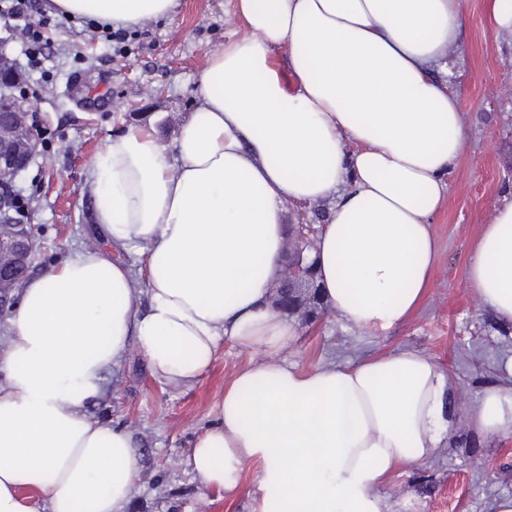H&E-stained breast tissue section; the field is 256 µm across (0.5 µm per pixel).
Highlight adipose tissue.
<instances>
[{
    "label": "adipose tissue",
    "instance_id": "ef3b65f1",
    "mask_svg": "<svg viewBox=\"0 0 512 512\" xmlns=\"http://www.w3.org/2000/svg\"><path fill=\"white\" fill-rule=\"evenodd\" d=\"M51 2L117 28L178 5ZM235 8L246 32L212 55L173 147L132 127L92 159L94 222L112 251L80 252L21 285L0 342V512H30L28 490L48 512H127L132 441L88 408L129 347L179 386L201 378L224 341L276 353L294 339L269 303L289 203H331L310 258L344 322L389 331L430 286L432 224L467 137L448 80L463 0ZM468 282L512 321V200L484 226ZM457 413L445 374L414 352L311 370L271 362L225 388L188 464L200 486L229 493L257 464L252 512H385L376 485L427 461ZM473 425L512 437V391L485 388Z\"/></svg>",
    "mask_w": 512,
    "mask_h": 512
}]
</instances>
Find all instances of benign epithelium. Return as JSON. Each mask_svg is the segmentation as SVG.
Instances as JSON below:
<instances>
[{"label": "benign epithelium", "instance_id": "obj_1", "mask_svg": "<svg viewBox=\"0 0 512 512\" xmlns=\"http://www.w3.org/2000/svg\"><path fill=\"white\" fill-rule=\"evenodd\" d=\"M23 81L22 71L9 62L0 67V88H12ZM44 128L29 121L19 102L0 103V310H5L11 294L28 272L39 242L29 225L12 214V193L15 177L29 165ZM314 225L298 215V222L288 225L287 263L278 283L275 309L297 314L310 325H319L327 315L313 264L304 253L313 248Z\"/></svg>", "mask_w": 512, "mask_h": 512}]
</instances>
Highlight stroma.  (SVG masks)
Segmentation results:
<instances>
[{"label": "stroma", "mask_w": 512, "mask_h": 512, "mask_svg": "<svg viewBox=\"0 0 512 512\" xmlns=\"http://www.w3.org/2000/svg\"><path fill=\"white\" fill-rule=\"evenodd\" d=\"M233 0H180L170 18L145 21L117 41L88 23L51 12L34 19L48 43L31 68L30 43L14 21L0 19V49L26 73L13 94L36 109L45 130L18 182L25 223L41 229L33 270L85 249L111 250L94 223L86 185L93 157L129 127L155 128L172 145L197 101L196 82L211 56L237 35ZM465 32L449 52L467 129L465 149L448 174V199L433 224L440 253L427 295L410 318L385 334L345 324L329 313L322 328L299 334L280 359L309 370L347 366L412 351L445 373L464 404L430 460L399 465L377 491L387 512H495L512 496V440L477 432L471 413L483 389L512 391V323L483 307L467 280L483 224L512 197V36L493 31L487 0H464ZM263 348L225 344L204 377L188 387L160 383L130 348L111 372L95 416L125 427L138 454L128 512H251L256 464L244 466L237 489L196 491L187 454L217 418L225 388L239 372L271 361Z\"/></svg>", "instance_id": "1"}]
</instances>
